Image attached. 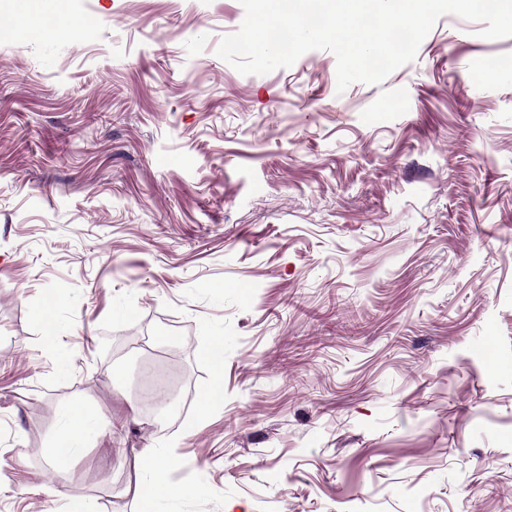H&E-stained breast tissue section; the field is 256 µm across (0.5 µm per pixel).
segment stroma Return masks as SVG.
Segmentation results:
<instances>
[{
    "label": "stroma",
    "instance_id": "stroma-1",
    "mask_svg": "<svg viewBox=\"0 0 512 512\" xmlns=\"http://www.w3.org/2000/svg\"><path fill=\"white\" fill-rule=\"evenodd\" d=\"M69 5L0 0V512H137L144 448L169 512H512V37L446 14L341 93L220 59L240 0ZM56 6L54 10L45 14L42 5L46 1H16L14 5V17L16 24L13 32L31 34L30 39H37L46 33L45 28L73 29L79 27L73 18L69 6L65 8L64 1L51 0ZM223 337H213L212 347L208 358L214 368V380L211 389L204 397L205 405L216 402L223 394V360H224ZM92 415L84 406L77 405L67 410L63 425L49 448L44 454L52 470L63 474L74 456L82 449V441ZM139 461L145 474V479L138 486L136 493L140 512H156L161 493L174 500L187 494L185 489L174 487L168 481V473L175 462L170 453L157 448H144Z\"/></svg>",
    "mask_w": 512,
    "mask_h": 512
}]
</instances>
